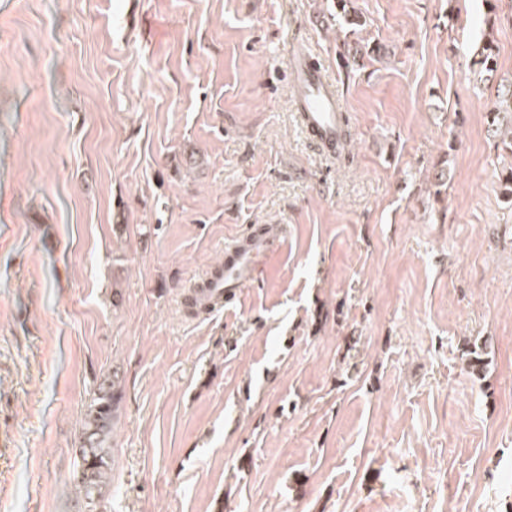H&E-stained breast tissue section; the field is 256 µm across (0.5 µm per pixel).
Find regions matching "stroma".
<instances>
[{
	"label": "stroma",
	"instance_id": "1",
	"mask_svg": "<svg viewBox=\"0 0 512 512\" xmlns=\"http://www.w3.org/2000/svg\"><path fill=\"white\" fill-rule=\"evenodd\" d=\"M0 0V512H512V0ZM376 47L344 67L342 43ZM349 117L321 159L288 64ZM254 279L183 293L250 228ZM486 348L472 375L466 351ZM120 399L116 377H104L84 413L78 448L81 462L74 476L84 512L98 511L109 480L112 425Z\"/></svg>",
	"mask_w": 512,
	"mask_h": 512
}]
</instances>
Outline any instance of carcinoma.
I'll list each match as a JSON object with an SVG mask.
<instances>
[{"instance_id":"cac0c4a2","label":"carcinoma","mask_w":512,"mask_h":512,"mask_svg":"<svg viewBox=\"0 0 512 512\" xmlns=\"http://www.w3.org/2000/svg\"><path fill=\"white\" fill-rule=\"evenodd\" d=\"M485 79L490 80L497 71V47L488 41L482 47L477 60ZM498 105L487 112L488 124L505 147L512 150V124L505 127L499 121ZM121 392L116 378L105 377L94 391L87 406L78 448L80 465L74 480L84 503V512H97L103 497V489L109 480L112 425Z\"/></svg>"}]
</instances>
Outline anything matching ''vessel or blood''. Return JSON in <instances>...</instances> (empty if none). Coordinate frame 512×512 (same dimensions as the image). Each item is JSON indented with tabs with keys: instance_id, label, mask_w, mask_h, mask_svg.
Here are the masks:
<instances>
[{
	"instance_id": "vessel-or-blood-1",
	"label": "vessel or blood",
	"mask_w": 512,
	"mask_h": 512,
	"mask_svg": "<svg viewBox=\"0 0 512 512\" xmlns=\"http://www.w3.org/2000/svg\"><path fill=\"white\" fill-rule=\"evenodd\" d=\"M289 75L302 129L319 150L335 155L348 116L334 85L326 79L318 61L306 53L292 55ZM268 252L266 239L252 232L245 234L226 254L223 274L205 275L204 285L195 289V296L216 309L234 301L239 288L252 278Z\"/></svg>"
}]
</instances>
